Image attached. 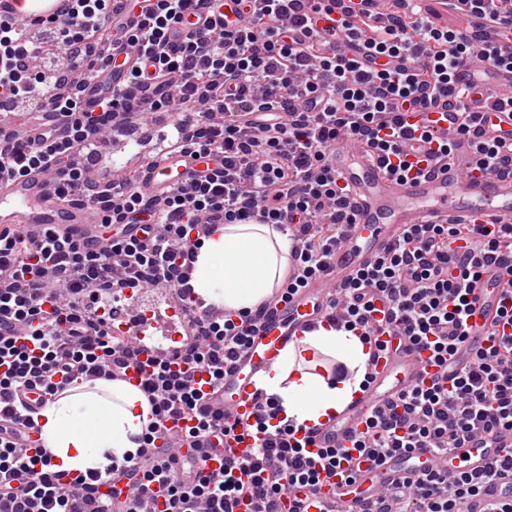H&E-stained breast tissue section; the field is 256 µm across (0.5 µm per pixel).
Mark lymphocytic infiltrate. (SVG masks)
<instances>
[{
	"label": "lymphocytic infiltrate",
	"instance_id": "1",
	"mask_svg": "<svg viewBox=\"0 0 512 512\" xmlns=\"http://www.w3.org/2000/svg\"><path fill=\"white\" fill-rule=\"evenodd\" d=\"M206 2L155 0L129 34L111 27L112 0H69L52 28L55 42L74 58L65 71L39 68L46 44L27 38L24 24L0 17V59L7 62L0 69V176L39 169L58 193L110 210L100 226L107 245L99 251L64 228L0 225V315L27 329L0 337V417L28 416L16 398L23 385L43 383L52 395L73 369L93 377L105 358L120 364L136 354L135 343L113 335L109 306L127 288L178 295L202 243L199 213L225 224H296L300 245L290 251L283 293L324 271L354 221L350 189L330 164L341 139L363 144L387 174L402 179L448 159L460 139L472 141L479 170L512 174V151H503L499 140L477 138L488 116L469 104L474 84L464 75L476 59L512 72V52L491 44L512 37V0H448L450 13L469 19L466 28L428 23L410 0H391L382 17L345 8L322 34L309 28L303 0H252L254 22L197 30L170 45L171 28ZM353 35L361 58L331 50L332 42ZM117 40L153 61L151 109L175 108L173 143L216 166L159 209L145 203L138 178L117 182L89 171L103 131L132 121L122 99H105L96 112L80 106L81 92L111 62ZM172 73L180 81L170 88L165 79ZM438 106L453 113V135L440 139L421 167L404 155L402 116ZM34 113L66 117L69 139L31 146L13 123ZM133 221L155 225L153 238L127 236L123 228ZM487 262L512 281V223L411 224L374 265L340 286L334 305L343 313L341 327L360 336L370 354L388 353L395 337L400 346L429 349L438 369L432 382L371 412L351 448L309 456L308 438L276 408L248 427L262 437L248 465L230 457L222 470L207 473L186 459L174 471L168 459L175 449L216 431L200 411L197 375L223 383L226 360L247 342L252 313L193 317L182 366L150 362L143 393L152 419L140 443L152 456L127 458L104 475L73 474L52 470L45 447L0 441V512H94L85 493L101 487L111 512H157L159 499L164 512H236L243 505L253 512H307L300 492H318L352 454L379 463L416 448L431 449L439 466L359 499L357 512H512V498L495 494L500 481L512 479V455L479 473L446 466L468 439L512 429V293L493 320L507 334H491L457 377L447 375L449 356L468 340L473 283ZM161 437L166 444L159 448Z\"/></svg>",
	"mask_w": 512,
	"mask_h": 512
}]
</instances>
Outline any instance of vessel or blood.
<instances>
[{
  "label": "vessel or blood",
  "mask_w": 512,
  "mask_h": 512,
  "mask_svg": "<svg viewBox=\"0 0 512 512\" xmlns=\"http://www.w3.org/2000/svg\"><path fill=\"white\" fill-rule=\"evenodd\" d=\"M64 8L63 0H0V13L9 14L22 23L44 26L57 20ZM251 18L249 8L239 0H209L202 12L187 14L182 31L203 25L237 26ZM145 62L128 47H118L112 62L88 84L82 95L84 110L99 111L108 96L127 97L139 102L140 95L129 81L134 68ZM487 78L473 90L476 100L495 93L499 86L512 83V75L487 68ZM407 123L429 127L433 134L446 132L449 123L440 112H413ZM69 124L56 117L46 126H28L32 142L48 138L65 139ZM331 164L352 189L358 212L357 221L348 225L342 243L332 253L327 269L313 277L289 298L280 293L270 295L260 320L250 331L246 346L238 350L231 364L224 369V382L218 386L204 385L203 408L215 416L227 432L224 448L209 451L203 466L206 470L220 469L225 448H234L237 457L251 454L253 438L242 435L241 423H255L267 411L261 379L273 363L280 361L288 345L298 341L311 329L337 320L332 305V293L348 277L355 266L367 265L382 256L395 242L405 225L438 224L451 217L466 216L476 221L498 217L512 221V179L481 174L473 168V153L469 146L459 145L451 158L431 172L406 180L385 175L382 166L359 146L336 151ZM206 162L191 150H174L159 158L156 166L148 168L141 183L146 200L161 201L178 189L211 175ZM0 223L26 224L40 227L46 224L67 226L84 243L99 244V215L97 209L78 202H68L54 191L47 175L32 171L22 177L0 179ZM497 266H486L476 285V310L469 320L472 341L484 342L491 332V321L505 294ZM210 319L224 316L223 306L209 303L188 292L184 305L171 306L165 314H137L122 323L121 333L136 339L141 352L135 362L120 370L117 377L125 384L143 388L148 372L147 362L164 355L173 363L181 358L177 343L181 339L180 322L184 307ZM431 371L429 353L425 350L396 352L377 356L373 377L364 389L340 412L328 415L315 424L311 433V452L323 448L350 446L356 431L375 408L387 400L406 393L426 379ZM12 439L23 447H34L39 436L34 422L19 420L10 424ZM512 449V430H498L493 438L482 436L470 439L455 454L468 472L482 471L489 462L504 458ZM436 457L425 448L415 449L405 456H391L381 464L361 462L355 468L354 495L369 496L380 486L402 479L412 472L436 464ZM340 477L323 483L319 493L311 496L309 512H320L321 504L335 499L340 512H346L351 496L341 493Z\"/></svg>",
  "instance_id": "b4317fda"
}]
</instances>
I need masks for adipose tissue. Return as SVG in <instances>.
<instances>
[{"label":"adipose tissue","instance_id":"ef3b65f1","mask_svg":"<svg viewBox=\"0 0 512 512\" xmlns=\"http://www.w3.org/2000/svg\"><path fill=\"white\" fill-rule=\"evenodd\" d=\"M290 241L268 224H226L198 250L194 288L204 298L238 312L256 308L278 286L288 266ZM300 348L344 357L351 374L340 382L295 369V351L273 366L264 380L284 415L312 424L347 403L365 374L368 348L358 336L329 325L308 332ZM149 404L137 388L90 380L47 400L36 413L45 445L58 469L107 471L135 455L149 422Z\"/></svg>","mask_w":512,"mask_h":512}]
</instances>
